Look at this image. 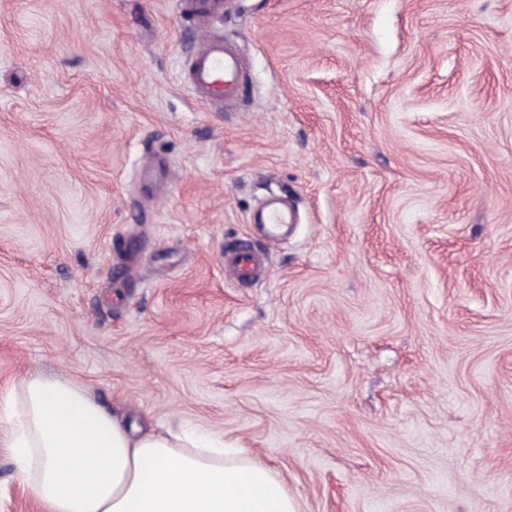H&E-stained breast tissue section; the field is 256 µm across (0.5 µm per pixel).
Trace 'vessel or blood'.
<instances>
[{"label":"vessel or blood","mask_w":512,"mask_h":512,"mask_svg":"<svg viewBox=\"0 0 512 512\" xmlns=\"http://www.w3.org/2000/svg\"><path fill=\"white\" fill-rule=\"evenodd\" d=\"M185 10L200 17L205 27L200 46L191 60L186 80L193 92L206 103L237 104L244 99L248 85L245 59L240 51L226 42L218 28L224 20L223 0H180ZM295 217L278 200H270L263 214V236L271 243L280 242L288 234ZM260 257L250 241H240L224 261L228 276L239 283L253 281Z\"/></svg>","instance_id":"vessel-or-blood-1"}]
</instances>
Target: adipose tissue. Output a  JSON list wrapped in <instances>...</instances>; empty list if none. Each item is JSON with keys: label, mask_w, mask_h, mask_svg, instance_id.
<instances>
[{"label": "adipose tissue", "mask_w": 512, "mask_h": 512, "mask_svg": "<svg viewBox=\"0 0 512 512\" xmlns=\"http://www.w3.org/2000/svg\"><path fill=\"white\" fill-rule=\"evenodd\" d=\"M8 445L44 512H296L271 469L223 439L130 433L89 386L36 374L0 390Z\"/></svg>", "instance_id": "ef3b65f1"}]
</instances>
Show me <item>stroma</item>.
<instances>
[{
  "label": "stroma",
  "mask_w": 512,
  "mask_h": 512,
  "mask_svg": "<svg viewBox=\"0 0 512 512\" xmlns=\"http://www.w3.org/2000/svg\"><path fill=\"white\" fill-rule=\"evenodd\" d=\"M199 31L0 0V385L222 435L299 512H512V0H230L237 108L186 83ZM0 512H42L1 446ZM263 236L269 243H277L287 237L288 228L286 224L295 222V216L288 212V207L278 200H270L265 207L263 214ZM260 257L249 240H241L229 258L224 256V270L237 283L252 282L256 279Z\"/></svg>",
  "instance_id": "1"
}]
</instances>
